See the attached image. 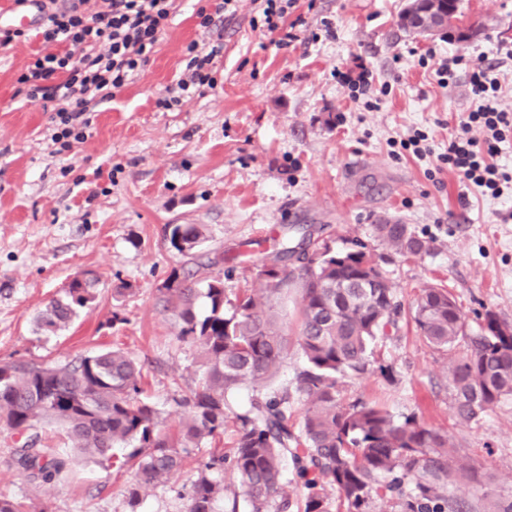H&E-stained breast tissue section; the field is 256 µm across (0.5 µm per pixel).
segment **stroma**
Returning <instances> with one entry per match:
<instances>
[{
	"label": "stroma",
	"mask_w": 512,
	"mask_h": 512,
	"mask_svg": "<svg viewBox=\"0 0 512 512\" xmlns=\"http://www.w3.org/2000/svg\"><path fill=\"white\" fill-rule=\"evenodd\" d=\"M408 0H297V38L280 45L263 27L253 0H237L234 16L203 30L198 0H182L149 63L107 100L89 105L86 139L60 149L51 135L53 103L29 101L18 78L41 47L35 36L0 48V363L24 359L64 363L120 347L142 367V400L163 426L182 423L179 398L201 383L195 346L178 340L163 306L173 272L220 276L228 292L257 287L254 263L283 239L314 240L342 250L353 241L382 255L401 314L370 345L390 368L344 379V401L363 400L395 419L416 416L446 433L469 471L448 487L462 512H482L488 495L512 497V396L479 424L460 423L448 379L452 353L430 347L413 322V301L427 284L448 288L470 331L494 311L512 324V192L494 199L439 168L457 113L472 102L467 73L438 85L435 59L485 58L495 66L502 103L512 108V0H459V19L473 27L464 42L447 31L431 36L402 29ZM222 41L216 85L170 110L157 102L186 67L189 42ZM364 66L376 107L353 99L337 72ZM423 131L433 156L417 159L401 139ZM392 218L431 243L424 257H401L382 245L373 226ZM168 224H199L193 255L171 249ZM97 278L94 299L66 327L42 333L35 319L50 300L65 298L74 276ZM305 365L289 344L262 387H241L235 410L254 396L295 385ZM45 446L69 453L60 481L20 474L16 437L0 423V492L32 512H185L179 492L212 450L232 457L236 420L192 449L166 484L130 508L125 490L135 469L124 448L111 457L70 453L62 428Z\"/></svg>",
	"instance_id": "1"
}]
</instances>
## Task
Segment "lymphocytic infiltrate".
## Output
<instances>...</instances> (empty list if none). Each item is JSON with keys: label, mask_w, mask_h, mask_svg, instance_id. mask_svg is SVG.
Segmentation results:
<instances>
[{"label": "lymphocytic infiltrate", "mask_w": 512, "mask_h": 512, "mask_svg": "<svg viewBox=\"0 0 512 512\" xmlns=\"http://www.w3.org/2000/svg\"><path fill=\"white\" fill-rule=\"evenodd\" d=\"M177 0H74L69 10L50 12L41 24L42 48L19 76L26 96L55 105L53 141L62 148L83 142L89 127L90 99L107 98L145 66L159 42ZM81 57H74V50ZM221 45L190 42L186 72L159 105L172 109L184 99L213 87ZM473 106L459 113L448 149L436 154L440 167L456 173L483 195L500 198L512 189V166L498 163L512 141V110L501 105V84L494 67L474 62L467 74Z\"/></svg>", "instance_id": "lymphocytic-infiltrate-1"}]
</instances>
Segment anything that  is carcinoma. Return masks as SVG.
Instances as JSON below:
<instances>
[{
  "mask_svg": "<svg viewBox=\"0 0 512 512\" xmlns=\"http://www.w3.org/2000/svg\"><path fill=\"white\" fill-rule=\"evenodd\" d=\"M375 237L405 257L430 253L429 241L411 227L386 219ZM165 236L180 254L201 242L199 224H168ZM264 294L247 290L229 297L216 276L190 284L171 276L165 308L179 325L178 339L200 352L203 380L177 404L187 409L183 429L169 434L160 413L138 398L142 370L121 349L103 350L66 363L27 360L0 364V420L22 436L14 448L18 468L49 484L67 471L69 459L44 447L39 428L66 430L73 450L107 457L128 450L136 467L128 489L134 503L146 488L180 471L190 448L224 429L229 396L242 385L262 386L279 367L290 338L272 313L290 288L300 292L295 343L305 366L295 392L286 389L251 402L237 416V446L231 460L250 512H288L283 458L292 454L306 489L304 512H329V491L339 493L347 512H366L373 497L389 493L400 512H449L448 485L467 470L448 457V437L414 417L394 419L365 402L340 399L342 380L361 376L368 348L396 324L401 304L390 280L360 242L336 251L311 236L283 245L258 271ZM96 279L75 278L64 300L53 299L37 318L44 332L66 326L92 301ZM206 310L199 312L197 302ZM414 322L432 347L448 350L463 342L466 352L449 368L457 418L479 423L501 399L512 396V325L488 310L480 331L467 332L461 308L446 288L426 286L415 302ZM305 398L302 420L293 421V394ZM224 493V455L211 454L186 491V512H215ZM0 512H28L25 501L0 493Z\"/></svg>",
  "mask_w": 512,
  "mask_h": 512,
  "instance_id": "1",
  "label": "carcinoma"
}]
</instances>
